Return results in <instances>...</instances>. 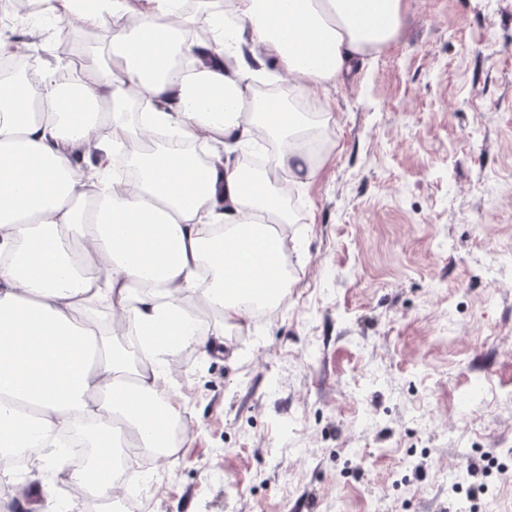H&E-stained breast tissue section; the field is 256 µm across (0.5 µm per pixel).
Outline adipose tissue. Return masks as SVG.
I'll use <instances>...</instances> for the list:
<instances>
[{"label":"adipose tissue","instance_id":"obj_1","mask_svg":"<svg viewBox=\"0 0 512 512\" xmlns=\"http://www.w3.org/2000/svg\"><path fill=\"white\" fill-rule=\"evenodd\" d=\"M82 2L39 5L61 21L112 22L93 79L0 76V451L62 466L46 439L83 428L94 453L70 476L108 500L115 419L142 447L166 446L184 412L178 396L159 405L154 395L181 352L247 329L256 303L288 290L282 188L247 177L234 157L261 125L279 144L273 170L303 183L318 166L298 143L306 114L276 99L247 113L254 75L270 61L296 97L329 92L399 35L408 0H231L237 30L209 61L184 38L176 0H96L92 12ZM128 14L136 24H120ZM178 56L189 68H175ZM129 93L154 103L147 122L121 117ZM153 128L168 141L114 189L105 159ZM199 140L215 147L205 164L189 149ZM189 292L217 313L214 333L184 309Z\"/></svg>","mask_w":512,"mask_h":512}]
</instances>
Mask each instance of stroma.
I'll use <instances>...</instances> for the list:
<instances>
[{
    "label": "stroma",
    "mask_w": 512,
    "mask_h": 512,
    "mask_svg": "<svg viewBox=\"0 0 512 512\" xmlns=\"http://www.w3.org/2000/svg\"><path fill=\"white\" fill-rule=\"evenodd\" d=\"M8 35L62 68L66 24ZM328 109L287 294L168 383L183 448L162 482L129 475L155 512H459L456 459L494 448L484 500L512 505V266L488 279L512 253V0H410ZM9 484L30 512H89L67 468Z\"/></svg>",
    "instance_id": "stroma-1"
}]
</instances>
